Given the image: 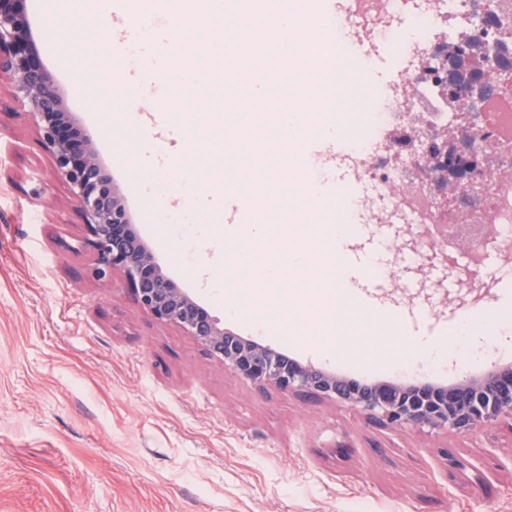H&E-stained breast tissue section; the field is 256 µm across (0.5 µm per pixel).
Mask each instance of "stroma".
Wrapping results in <instances>:
<instances>
[{"label":"stroma","mask_w":512,"mask_h":512,"mask_svg":"<svg viewBox=\"0 0 512 512\" xmlns=\"http://www.w3.org/2000/svg\"><path fill=\"white\" fill-rule=\"evenodd\" d=\"M41 2L26 6L42 62L163 274L225 329L292 359L362 382L404 380L394 368L318 354L304 337L272 333L250 314H225L197 274L224 261V237L207 222L222 195L201 182L190 203L171 178L145 190L132 183L129 157L59 68L55 35L66 24L48 23ZM237 102L225 90L185 99L158 83L139 98L149 120L127 133V146L159 139L181 155L189 145L180 125L160 114ZM69 197L27 106L0 93V512H512L511 429L390 430L331 401L255 389L182 330L153 321L123 276L106 284L89 277L92 257L77 247L83 219ZM156 211L189 225L193 245H183L174 224L157 223ZM390 232L372 268L377 287L354 276L347 286L364 315L387 313L404 348L430 341L446 350V364L418 366V381L447 385L512 358V336L498 322L512 309V279L498 259L488 263L486 287L467 293L409 260L408 225ZM477 310L487 353L474 360L452 328Z\"/></svg>","instance_id":"stroma-1"}]
</instances>
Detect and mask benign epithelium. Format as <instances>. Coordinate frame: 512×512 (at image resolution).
Here are the masks:
<instances>
[{
    "label": "benign epithelium",
    "mask_w": 512,
    "mask_h": 512,
    "mask_svg": "<svg viewBox=\"0 0 512 512\" xmlns=\"http://www.w3.org/2000/svg\"><path fill=\"white\" fill-rule=\"evenodd\" d=\"M26 0H0V79L29 108L39 129V146L70 187L83 218L80 246L93 264L90 277L108 281L116 273L131 286L139 307L155 322L173 325L193 338L202 353L255 388L273 387L303 397L332 400L363 413L385 428L416 427L430 432L477 433L512 421V367L463 376L449 385L410 381L362 383L224 329L215 317L166 277L143 239L107 168L90 141L74 155L59 130L76 127L65 95L44 67L30 31ZM475 91L459 86L448 108L460 117L462 141L472 137L466 124Z\"/></svg>",
    "instance_id": "benign-epithelium-1"
}]
</instances>
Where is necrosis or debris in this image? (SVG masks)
<instances>
[{
	"label": "necrosis or debris",
	"instance_id": "necrosis-or-debris-1",
	"mask_svg": "<svg viewBox=\"0 0 512 512\" xmlns=\"http://www.w3.org/2000/svg\"><path fill=\"white\" fill-rule=\"evenodd\" d=\"M371 33L393 34L391 51L396 73L370 101L375 117L353 155L365 185L354 214L337 211V218L353 216L361 224H410L412 260L429 270L430 256L440 238L448 240V277L458 288L484 285L488 249L512 266V137L495 136L489 115H482L472 150L447 151L442 129L451 127L446 98L449 74L456 58L440 67L432 53L464 32L471 49L493 42L500 30L512 26V0H369ZM487 13L485 23L469 22V12ZM413 18L411 33L395 34L397 22ZM447 156L453 197L433 189L423 171L430 159ZM475 238L467 258L459 256L462 236Z\"/></svg>",
	"mask_w": 512,
	"mask_h": 512
}]
</instances>
